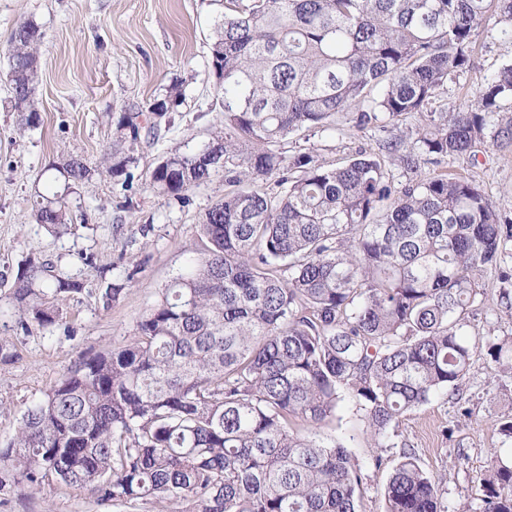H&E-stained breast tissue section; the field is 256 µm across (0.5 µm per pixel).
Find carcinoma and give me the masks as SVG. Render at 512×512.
<instances>
[{
    "instance_id": "1",
    "label": "carcinoma",
    "mask_w": 512,
    "mask_h": 512,
    "mask_svg": "<svg viewBox=\"0 0 512 512\" xmlns=\"http://www.w3.org/2000/svg\"><path fill=\"white\" fill-rule=\"evenodd\" d=\"M512 36V0H224L211 75L224 94V132L164 158L150 186L186 192L224 171V196L202 215L200 256L174 277L131 340L64 372L27 409L0 448V490L88 489L98 503L159 512H357L362 467L316 429L348 398L373 447L394 448L401 419L453 396L472 347L466 317L480 275L500 267L512 219L476 184L424 172L494 139L512 144V61L473 105L425 108L471 67L473 38L490 24ZM40 27L14 30L6 80L15 110L39 121L32 92ZM183 102L172 87L149 107L163 118ZM424 112L411 142L386 141L388 158L415 178L397 187L384 159L361 152L328 168L312 152L285 158L290 136L331 126L340 112L365 128ZM142 113L123 111L105 171L128 184ZM129 146H124V143ZM67 187L94 172L71 158ZM276 178L280 192L264 184ZM64 194L41 197L36 223H67ZM498 301L512 310V274ZM82 284L28 258L12 299L18 325L56 324ZM491 368L512 376V336L489 343ZM480 512H512V461L481 478ZM384 512H445L436 481L405 449L383 490Z\"/></svg>"
}]
</instances>
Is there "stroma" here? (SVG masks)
I'll return each instance as SVG.
<instances>
[{
    "label": "stroma",
    "instance_id": "stroma-1",
    "mask_svg": "<svg viewBox=\"0 0 512 512\" xmlns=\"http://www.w3.org/2000/svg\"><path fill=\"white\" fill-rule=\"evenodd\" d=\"M215 0H0V445L14 436L26 410L61 375L82 359L125 344L161 288L186 270L200 249L202 214L224 193V176L192 188L188 202L154 193L148 186L155 166L169 154L207 142L223 120L222 97L209 75ZM38 23L39 78L35 104L40 120L25 127L1 74L7 48L23 21ZM475 64L441 89L433 111L469 103L476 87L512 60V40L488 27L474 38ZM184 100L135 147L137 163L129 186L101 167L116 142L124 108L148 109L171 86ZM420 113L396 123L358 129L353 115L337 113L332 128L309 139L288 138L283 156L313 151L320 163L336 165L359 151L379 152L394 135L414 136ZM81 157L95 173L70 194L67 224L48 228L31 217L37 196L62 190L53 166ZM440 170L479 185L497 209L512 216V148L487 145L478 160L442 158ZM36 257L56 274L82 282L67 300L55 326L22 330L10 288L19 266ZM512 270V243L500 269L483 275L485 295L464 328L473 348L469 375L459 399L437 397L407 413L397 445L375 453L367 424L352 401H344L321 435L343 440L360 464L363 482L358 512H383L380 492L402 446L436 479L445 512L479 506L480 478L491 458L512 457V440L499 430L512 414V379H497L486 355L490 341L512 336V317L497 304L499 271ZM124 289L115 301L104 292ZM0 512H114L97 506L88 491L48 487L37 494L21 488L0 491Z\"/></svg>",
    "mask_w": 512,
    "mask_h": 512
}]
</instances>
